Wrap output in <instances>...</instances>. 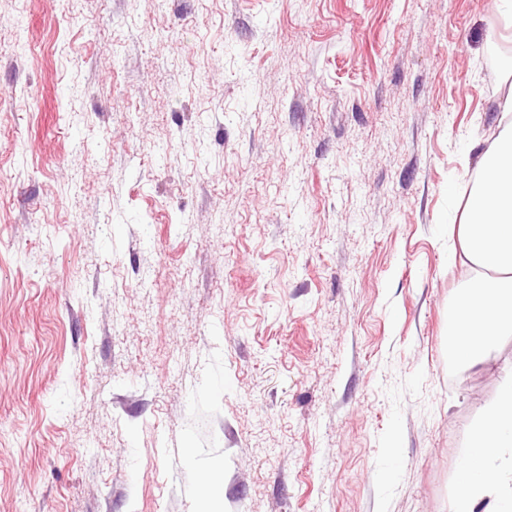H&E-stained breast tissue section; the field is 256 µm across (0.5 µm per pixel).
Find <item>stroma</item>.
I'll use <instances>...</instances> for the list:
<instances>
[{"instance_id":"35a3bbf8","label":"stroma","mask_w":512,"mask_h":512,"mask_svg":"<svg viewBox=\"0 0 512 512\" xmlns=\"http://www.w3.org/2000/svg\"><path fill=\"white\" fill-rule=\"evenodd\" d=\"M494 0H0V512H448L512 362L449 239ZM167 149L157 157V146Z\"/></svg>"}]
</instances>
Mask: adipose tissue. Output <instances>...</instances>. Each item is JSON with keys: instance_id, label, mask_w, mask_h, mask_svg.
<instances>
[{"instance_id": "1", "label": "adipose tissue", "mask_w": 512, "mask_h": 512, "mask_svg": "<svg viewBox=\"0 0 512 512\" xmlns=\"http://www.w3.org/2000/svg\"><path fill=\"white\" fill-rule=\"evenodd\" d=\"M509 122L485 149L481 177L457 226L453 255L469 278L455 298L448 345L464 367L486 363L512 335V90L499 104ZM512 512V364L496 399L474 426L458 466L449 512H476L484 499Z\"/></svg>"}]
</instances>
